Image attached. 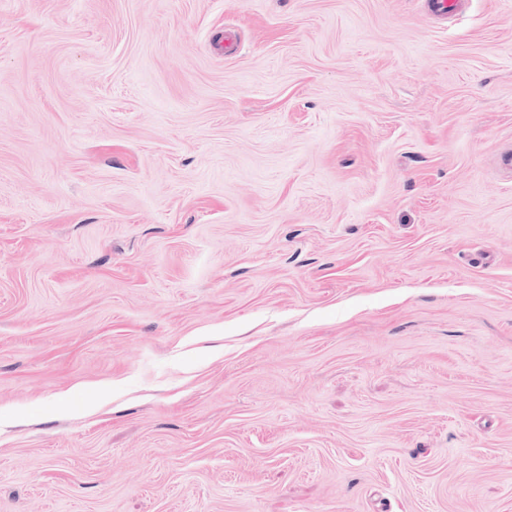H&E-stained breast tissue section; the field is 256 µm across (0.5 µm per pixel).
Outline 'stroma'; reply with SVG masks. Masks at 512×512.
I'll return each mask as SVG.
<instances>
[{
    "label": "stroma",
    "mask_w": 512,
    "mask_h": 512,
    "mask_svg": "<svg viewBox=\"0 0 512 512\" xmlns=\"http://www.w3.org/2000/svg\"><path fill=\"white\" fill-rule=\"evenodd\" d=\"M512 0H0V512H512Z\"/></svg>",
    "instance_id": "35a3bbf8"
}]
</instances>
